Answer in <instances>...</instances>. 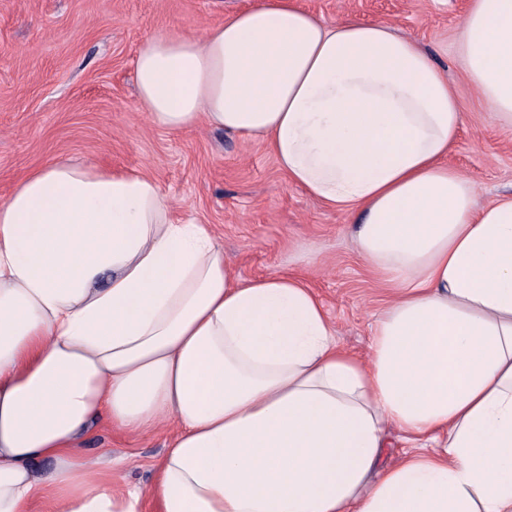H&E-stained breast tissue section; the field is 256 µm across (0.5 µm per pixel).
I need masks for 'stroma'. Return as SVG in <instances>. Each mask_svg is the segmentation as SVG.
Returning <instances> with one entry per match:
<instances>
[{
    "label": "stroma",
    "instance_id": "stroma-1",
    "mask_svg": "<svg viewBox=\"0 0 512 512\" xmlns=\"http://www.w3.org/2000/svg\"><path fill=\"white\" fill-rule=\"evenodd\" d=\"M252 0H0V202L18 179L55 158L151 173L181 224L210 225L244 281L301 280L324 304L340 345L363 356L396 289L355 250L340 208L288 182L265 145L198 127L169 132L137 110L133 61L157 30L197 34ZM328 22L394 26L448 73L464 113L447 163L479 202L512 196V124L463 72L455 35L470 0H297ZM173 432L148 437L98 424L82 452L120 461L124 483L153 482Z\"/></svg>",
    "mask_w": 512,
    "mask_h": 512
}]
</instances>
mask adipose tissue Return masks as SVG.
<instances>
[{"label": "adipose tissue", "mask_w": 512, "mask_h": 512, "mask_svg": "<svg viewBox=\"0 0 512 512\" xmlns=\"http://www.w3.org/2000/svg\"><path fill=\"white\" fill-rule=\"evenodd\" d=\"M462 67L512 121V0H471ZM137 101L170 131L264 142L352 217L396 299L368 358L285 275L242 282L142 171L55 160L0 202V512H512V198L448 167L446 74L384 23L254 0L160 30ZM175 433L150 492L79 445L93 424ZM418 444L384 468L389 431Z\"/></svg>", "instance_id": "1"}]
</instances>
